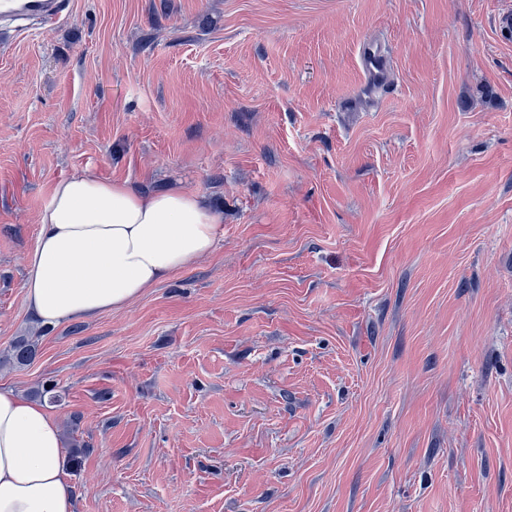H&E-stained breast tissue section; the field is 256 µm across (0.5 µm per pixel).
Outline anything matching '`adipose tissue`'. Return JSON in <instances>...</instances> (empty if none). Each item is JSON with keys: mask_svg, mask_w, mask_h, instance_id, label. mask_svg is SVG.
I'll use <instances>...</instances> for the list:
<instances>
[{"mask_svg": "<svg viewBox=\"0 0 512 512\" xmlns=\"http://www.w3.org/2000/svg\"><path fill=\"white\" fill-rule=\"evenodd\" d=\"M221 216L191 190L143 194L77 173L55 184L24 282L43 323L127 306L210 253ZM58 420L43 404L0 389V512H73Z\"/></svg>", "mask_w": 512, "mask_h": 512, "instance_id": "adipose-tissue-1", "label": "adipose tissue"}]
</instances>
